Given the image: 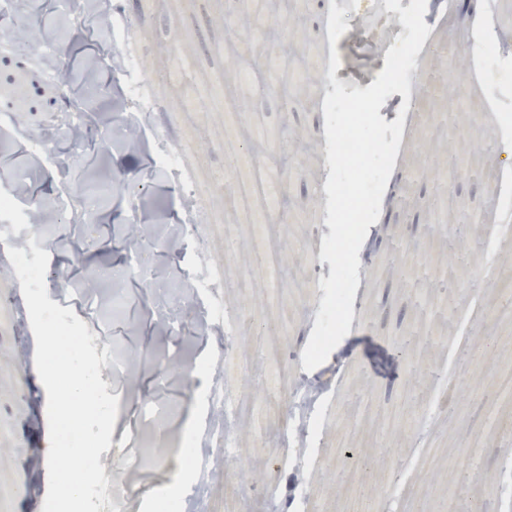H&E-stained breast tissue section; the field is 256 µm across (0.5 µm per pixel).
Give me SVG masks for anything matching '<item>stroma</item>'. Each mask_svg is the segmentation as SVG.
Masks as SVG:
<instances>
[{
  "label": "stroma",
  "mask_w": 512,
  "mask_h": 512,
  "mask_svg": "<svg viewBox=\"0 0 512 512\" xmlns=\"http://www.w3.org/2000/svg\"><path fill=\"white\" fill-rule=\"evenodd\" d=\"M476 10L477 0H427L415 70L430 92L404 121L362 245L350 332L310 372L302 353L331 274L320 192L330 167L321 88L294 74L315 64L346 91L368 88L398 11L352 5L337 45L323 0H14L0 12L14 42L44 33L31 51L0 54V189L51 214L49 299L95 344L142 355L136 371L102 377L124 402L111 437L129 454L103 458L118 512L170 496L180 512H269L273 494L282 512H379L390 497L401 512H512L499 485L512 448V235L498 234L490 199L512 168L492 118L512 112V54L478 57ZM251 41L288 48L261 96L239 76ZM61 62L72 81L59 79ZM63 90L78 109L67 121ZM270 157L286 173L276 212L262 191ZM90 180L100 197L62 214L61 189ZM191 220L194 236L181 238ZM130 224L144 227L137 249L152 284L124 271ZM490 264L496 277L483 274ZM10 268L0 248V512H42L49 440L35 410L47 393ZM216 278L223 287L200 293ZM213 296L225 321L212 326L202 311ZM300 379L327 390L299 468L285 456ZM218 380L234 404V446L193 477L176 450L189 419L206 447Z\"/></svg>",
  "instance_id": "1"
}]
</instances>
